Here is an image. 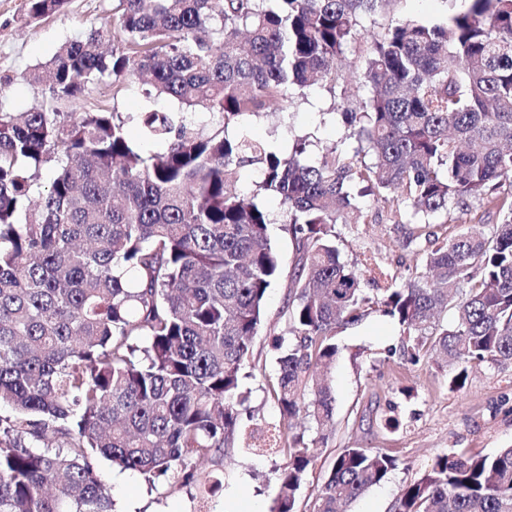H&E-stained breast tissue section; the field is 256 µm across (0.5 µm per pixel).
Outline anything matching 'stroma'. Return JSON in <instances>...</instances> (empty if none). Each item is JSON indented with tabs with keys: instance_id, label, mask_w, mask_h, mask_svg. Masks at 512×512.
Masks as SVG:
<instances>
[{
	"instance_id": "1",
	"label": "stroma",
	"mask_w": 512,
	"mask_h": 512,
	"mask_svg": "<svg viewBox=\"0 0 512 512\" xmlns=\"http://www.w3.org/2000/svg\"><path fill=\"white\" fill-rule=\"evenodd\" d=\"M113 0H69L66 8L40 21L27 16L25 0H0V78H9L10 90L0 96V112H23L50 103L48 90L33 84L29 72L48 61L65 40L84 36L94 25L111 20ZM467 0H390L382 10L363 18L365 36L342 57L343 73L335 92L344 105L357 108L366 94L355 73L362 68L372 36L401 20L434 25L449 13L467 8ZM333 92L316 87L307 99H292L285 114L249 118L247 129L257 139L281 141L285 129L308 136L311 154L341 141L347 128L340 114L331 113ZM146 99L138 84L114 94L111 83L94 85L84 96L67 104L70 112L93 106L123 114L140 111ZM261 204L270 213L272 241L280 255L283 278L270 289L265 323L253 339L245 382L250 389L253 422L261 429L279 422V412L269 392L276 374L277 353L272 345L275 329L285 321L288 302L287 275L296 250L285 226L278 197L264 195ZM358 223L336 227V246L342 260L353 262L374 256L384 265L421 267V254L402 245L403 228L395 224L389 208L372 200L360 203ZM340 353L328 375L334 387L335 424L324 447L315 449L298 491V512H312L316 491L345 448H374L396 460L387 479L372 487L351 507V512H393L402 491L431 470L443 455L487 456L512 445V366L485 362L469 368L465 385L450 389L448 374L430 358L405 362L396 325L373 314L337 335ZM397 424L389 428L386 418ZM282 453L271 448L239 447L231 458L201 465V473L217 478L211 491L183 484L177 473L147 484L136 472L113 467L106 459L97 466L112 496L114 512H271L278 492L274 469Z\"/></svg>"
}]
</instances>
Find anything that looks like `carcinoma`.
I'll use <instances>...</instances> for the list:
<instances>
[{"label": "carcinoma", "instance_id": "cac0c4a2", "mask_svg": "<svg viewBox=\"0 0 512 512\" xmlns=\"http://www.w3.org/2000/svg\"><path fill=\"white\" fill-rule=\"evenodd\" d=\"M384 2L115 0L112 22L29 80L58 103L139 80L177 108L136 113L138 142L119 112H0V512H112L98 457L189 485L234 447L242 370L281 276L262 194L280 198L297 252L275 338L285 458L272 512H297L313 457L290 421L304 416L322 441L332 426L338 330L389 318L408 361L454 365L451 388L474 364H512V0H468L443 24L375 36L367 97L342 110L347 140L315 159L303 136L283 151L242 129L338 81L362 16ZM66 3L27 0L28 16ZM244 168L259 175L249 193L236 189ZM356 184L393 206L403 245L423 254L399 288L383 270L366 288L340 260L333 230L361 212ZM476 209L497 222L430 229L431 216ZM394 467L343 449L314 512H349ZM395 510L512 512V446L437 458Z\"/></svg>", "mask_w": 512, "mask_h": 512}]
</instances>
